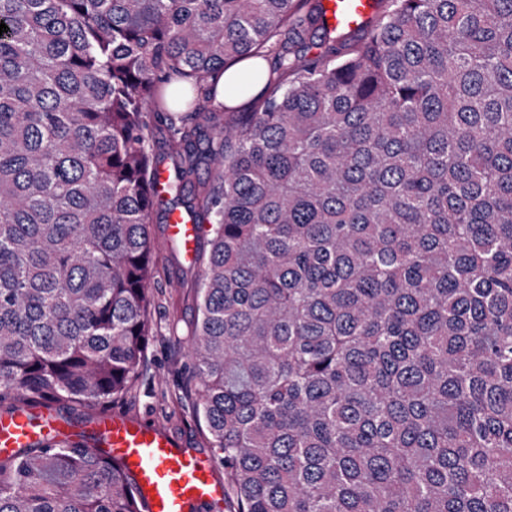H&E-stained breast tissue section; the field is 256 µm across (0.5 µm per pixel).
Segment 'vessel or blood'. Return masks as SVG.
I'll list each match as a JSON object with an SVG mask.
<instances>
[{
  "instance_id": "obj_1",
  "label": "vessel or blood",
  "mask_w": 512,
  "mask_h": 512,
  "mask_svg": "<svg viewBox=\"0 0 512 512\" xmlns=\"http://www.w3.org/2000/svg\"><path fill=\"white\" fill-rule=\"evenodd\" d=\"M330 23L341 30L364 27L375 11L374 0H323ZM170 236L193 259L197 228L173 212ZM94 453L118 461L131 479L144 512H197L222 502L224 483L213 459L188 448L157 425L117 412L99 413L85 425ZM69 432V420L58 413L23 405L0 413V456L30 446L57 445Z\"/></svg>"
}]
</instances>
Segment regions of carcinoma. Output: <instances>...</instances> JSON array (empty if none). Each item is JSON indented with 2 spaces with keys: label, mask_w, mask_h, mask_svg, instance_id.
I'll use <instances>...</instances> for the list:
<instances>
[{
  "label": "carcinoma",
  "mask_w": 512,
  "mask_h": 512,
  "mask_svg": "<svg viewBox=\"0 0 512 512\" xmlns=\"http://www.w3.org/2000/svg\"><path fill=\"white\" fill-rule=\"evenodd\" d=\"M378 4L0 0V405L137 380L160 129L237 512H512V0ZM79 437L0 456V512H143ZM375 0H323L329 22L336 29L364 27L375 11ZM169 235L180 242L188 261L194 262L197 227L191 221H185L179 211H175L170 216L168 224Z\"/></svg>",
  "instance_id": "carcinoma-1"
}]
</instances>
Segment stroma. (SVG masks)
<instances>
[{"instance_id":"35a3bbf8","label":"stroma","mask_w":512,"mask_h":512,"mask_svg":"<svg viewBox=\"0 0 512 512\" xmlns=\"http://www.w3.org/2000/svg\"><path fill=\"white\" fill-rule=\"evenodd\" d=\"M151 284V333L146 360L133 387L106 403L109 411L161 425L174 439L201 453H210L206 431L194 418L191 394L192 362L189 340L196 319V283L201 269L184 260L180 246L167 236V226L155 221Z\"/></svg>"}]
</instances>
